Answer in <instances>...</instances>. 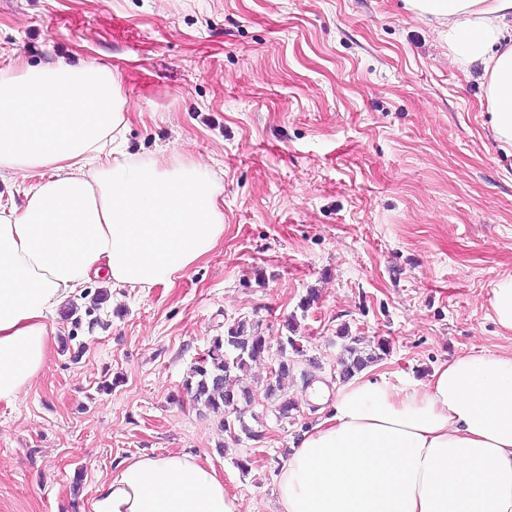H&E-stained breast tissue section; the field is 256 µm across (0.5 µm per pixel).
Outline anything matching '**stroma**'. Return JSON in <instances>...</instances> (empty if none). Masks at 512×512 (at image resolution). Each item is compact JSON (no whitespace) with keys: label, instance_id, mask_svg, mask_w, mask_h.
<instances>
[{"label":"stroma","instance_id":"1","mask_svg":"<svg viewBox=\"0 0 512 512\" xmlns=\"http://www.w3.org/2000/svg\"><path fill=\"white\" fill-rule=\"evenodd\" d=\"M20 61L119 72L126 152L203 162L224 237L173 284L111 291L92 314L99 283L70 298L80 325L59 318L42 372L0 403V512H91L144 453L200 457L243 512H280L277 465L322 417L306 384L340 385V328L390 341L370 371L394 386L512 350L488 309L512 276V155L484 78L404 0H0V77ZM241 317L274 337L296 318L307 356L293 421L247 407L259 442L181 390Z\"/></svg>","mask_w":512,"mask_h":512}]
</instances>
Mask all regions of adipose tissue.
<instances>
[{"label":"adipose tissue","instance_id":"adipose-tissue-1","mask_svg":"<svg viewBox=\"0 0 512 512\" xmlns=\"http://www.w3.org/2000/svg\"><path fill=\"white\" fill-rule=\"evenodd\" d=\"M445 27L456 61L481 70L491 129L512 147V0H407ZM120 77L100 65L0 80V172L27 180L21 209L0 210V402L43 370L68 299L170 284L224 236L219 189L201 162L136 158ZM277 476L281 512H512V352L471 351L419 384L364 372L329 394ZM91 512H241L213 467L142 454L100 483Z\"/></svg>","mask_w":512,"mask_h":512}]
</instances>
